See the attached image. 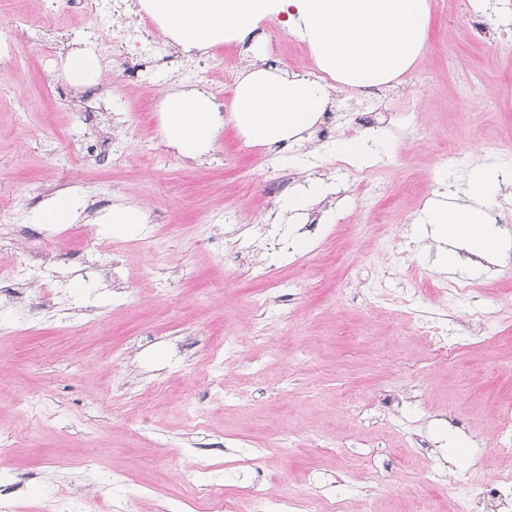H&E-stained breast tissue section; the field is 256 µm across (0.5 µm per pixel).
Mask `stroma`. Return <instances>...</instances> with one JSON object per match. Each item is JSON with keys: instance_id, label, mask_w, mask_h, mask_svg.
<instances>
[{"instance_id": "obj_1", "label": "stroma", "mask_w": 512, "mask_h": 512, "mask_svg": "<svg viewBox=\"0 0 512 512\" xmlns=\"http://www.w3.org/2000/svg\"><path fill=\"white\" fill-rule=\"evenodd\" d=\"M13 2L0 0V52L22 55L0 70V196L30 207L0 214V486L23 484L22 512L101 485L138 512H183L191 485L209 483L235 498L305 492L341 512H457L460 486L512 470L498 450L512 407V181L493 258L464 250L443 271L419 223L472 170L512 169V0H489L487 37L460 0H430L427 47L396 85L332 93L337 135L363 134L356 113L386 117L361 168L315 134L258 147L229 122L202 158L169 145L150 158L163 91L200 82L231 99L230 77L255 63L247 45L185 52V68L130 84L112 29L98 51L111 99L74 98L71 47L15 25ZM255 34L266 61L314 72L282 24ZM106 131L119 165L86 154ZM286 176L291 189L318 178L333 192L284 222L272 187ZM66 193L81 221L33 223ZM116 204L146 224L110 235L100 220ZM451 282L467 293L449 295ZM423 314L441 318L453 357L436 355ZM228 337L236 355L219 386L204 358ZM156 377L163 392L129 398ZM197 442L212 446L205 472Z\"/></svg>"}]
</instances>
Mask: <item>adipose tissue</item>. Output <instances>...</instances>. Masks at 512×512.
Wrapping results in <instances>:
<instances>
[{"mask_svg":"<svg viewBox=\"0 0 512 512\" xmlns=\"http://www.w3.org/2000/svg\"><path fill=\"white\" fill-rule=\"evenodd\" d=\"M164 33L185 50L241 42L265 20L282 22L309 46L323 77L312 80L260 65L263 42L250 50L258 63L242 74L227 114L202 91H169L162 102L166 140L186 158L206 154L225 122L253 145L299 140L325 112L332 87H382L412 68L427 46L429 0H146ZM503 178L488 165L470 172L467 187L440 196L422 211L441 246L440 268L457 267V245L477 255L499 251L493 209Z\"/></svg>","mask_w":512,"mask_h":512,"instance_id":"1","label":"adipose tissue"}]
</instances>
